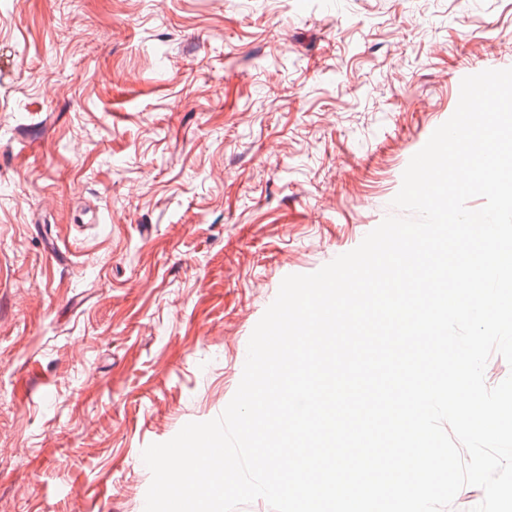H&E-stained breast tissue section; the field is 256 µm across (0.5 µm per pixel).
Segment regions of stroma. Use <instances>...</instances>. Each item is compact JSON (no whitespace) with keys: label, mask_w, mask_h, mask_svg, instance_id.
Returning <instances> with one entry per match:
<instances>
[{"label":"stroma","mask_w":512,"mask_h":512,"mask_svg":"<svg viewBox=\"0 0 512 512\" xmlns=\"http://www.w3.org/2000/svg\"><path fill=\"white\" fill-rule=\"evenodd\" d=\"M506 68L512 0H0V512H144L283 278Z\"/></svg>","instance_id":"stroma-1"}]
</instances>
